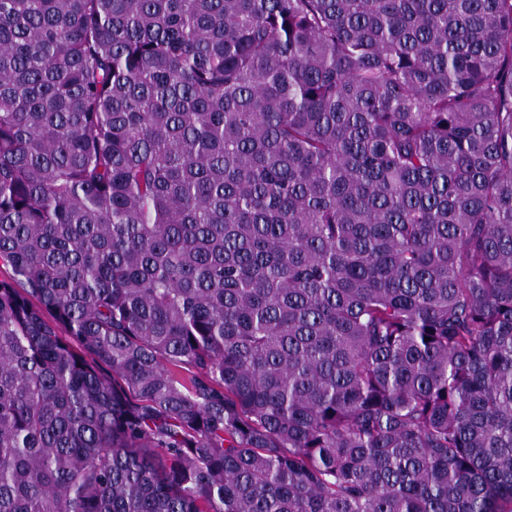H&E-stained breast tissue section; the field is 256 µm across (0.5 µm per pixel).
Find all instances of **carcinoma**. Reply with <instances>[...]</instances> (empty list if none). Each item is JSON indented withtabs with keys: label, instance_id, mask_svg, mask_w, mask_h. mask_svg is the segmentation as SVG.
Returning a JSON list of instances; mask_svg holds the SVG:
<instances>
[{
	"label": "carcinoma",
	"instance_id": "carcinoma-1",
	"mask_svg": "<svg viewBox=\"0 0 512 512\" xmlns=\"http://www.w3.org/2000/svg\"><path fill=\"white\" fill-rule=\"evenodd\" d=\"M0 264V512H512V0H0Z\"/></svg>",
	"mask_w": 512,
	"mask_h": 512
}]
</instances>
